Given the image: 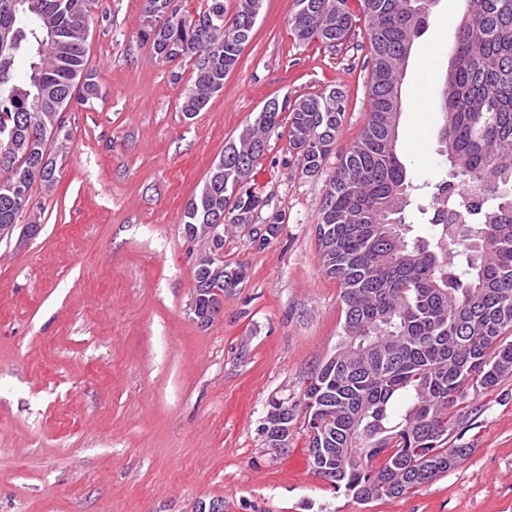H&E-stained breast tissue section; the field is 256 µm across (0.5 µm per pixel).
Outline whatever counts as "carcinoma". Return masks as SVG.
<instances>
[{
  "instance_id": "carcinoma-1",
  "label": "carcinoma",
  "mask_w": 512,
  "mask_h": 512,
  "mask_svg": "<svg viewBox=\"0 0 512 512\" xmlns=\"http://www.w3.org/2000/svg\"><path fill=\"white\" fill-rule=\"evenodd\" d=\"M294 39L331 49L363 16L370 50L367 122L329 177L317 217L325 275L343 304L336 353L286 408L273 396L261 427L270 448L290 447L303 418L312 468L362 504L398 498L455 466L450 410L512 374V0H472L459 20L438 111L446 173L429 189L428 236L408 237L414 186L398 153L401 86L428 0H294ZM95 0H0V238L13 235L35 183L47 191L70 152L65 113L102 99L87 66ZM263 0H224L181 16L174 0H145L141 37L157 60L192 64L181 111L193 118L224 87ZM347 99L336 89L293 104L270 100L224 147L187 203L183 230L208 251L194 265V317L207 327L224 290L246 278L224 260L216 224H251L265 206L248 178L289 111L288 143L304 176L326 167ZM383 458L374 468L370 461Z\"/></svg>"
}]
</instances>
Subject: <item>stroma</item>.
Segmentation results:
<instances>
[{"label":"stroma","mask_w":512,"mask_h":512,"mask_svg":"<svg viewBox=\"0 0 512 512\" xmlns=\"http://www.w3.org/2000/svg\"><path fill=\"white\" fill-rule=\"evenodd\" d=\"M143 0H96L87 60L103 99L68 113L72 149L41 224L0 240V512H512V377L454 407L466 456L415 492L361 504L308 465L306 433L267 448L271 397H298L336 351L342 303L323 272L316 222L327 175L291 163L288 127L254 171L265 205L226 230L224 258L248 265L207 327L190 306L197 246L181 218L224 146L270 99L336 87L348 99L329 165L363 130L369 47L294 42V0H264L223 90L180 110L191 66L157 62L140 36ZM469 0H435L402 85L400 147L415 184L438 180L434 106ZM281 217L257 245L251 227Z\"/></svg>","instance_id":"stroma-1"}]
</instances>
